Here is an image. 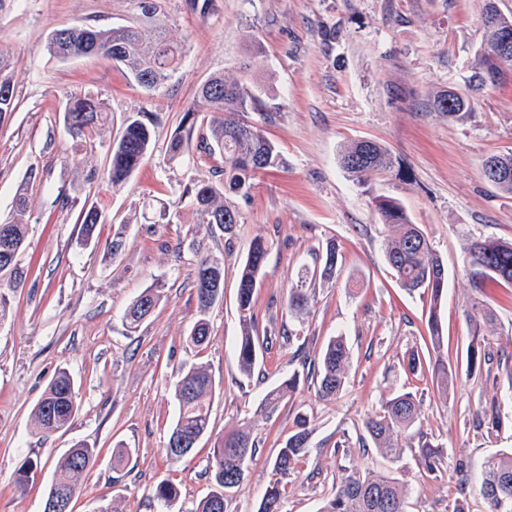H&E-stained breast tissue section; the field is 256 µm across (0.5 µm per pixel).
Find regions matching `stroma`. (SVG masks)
<instances>
[{
  "label": "stroma",
  "mask_w": 512,
  "mask_h": 512,
  "mask_svg": "<svg viewBox=\"0 0 512 512\" xmlns=\"http://www.w3.org/2000/svg\"><path fill=\"white\" fill-rule=\"evenodd\" d=\"M157 2L160 11L149 18L142 0H0V54L13 65L18 102L0 118V223L12 219L19 187L29 201L28 235L17 258L22 280L0 288L11 306L0 323V512H42L58 459L78 442L98 455L71 512H94L102 503L114 512H195L214 489L215 440L240 427L258 448L228 512H257L275 478L272 459L300 411L309 418L308 448L282 481L283 512H318L344 467L398 478L407 487L408 512H448L462 482L467 512H485L476 481L488 456L512 449V383L502 371L466 376L465 311L475 301L490 307L488 340L512 351V286L473 288L464 250L472 237L512 242V194L482 174L488 156L512 153V81L482 85L475 76L484 0H215L206 15L185 0ZM73 24L164 26L182 47V61L162 88L146 92L110 60L53 59L49 33ZM251 53L260 62L253 78L265 84L267 109L275 114L263 130L286 164L260 176L249 199L228 197L239 222L226 234L196 223L180 200L181 184L209 177L220 155L193 148L172 167L166 146L196 88L218 73L237 76ZM449 87L471 100L465 121H448L430 106ZM75 93L95 95L107 109L88 144L64 130V108ZM139 112L158 117L152 150L115 190L102 173L126 118ZM355 140L384 145L398 169L352 181L338 153ZM33 168L41 178L30 184ZM379 197L398 202L423 228L448 272L447 293L434 311L442 349L459 371L448 395L438 393L432 370L404 369L408 350L427 337L433 311L428 300L400 288L385 260L392 229L377 215ZM89 206L104 221L85 245L78 216ZM122 223L125 248L113 259L107 245ZM258 234L269 256L254 295L256 330L274 343L247 378L236 364V291ZM331 239L342 247L339 276L317 285L303 314L289 313L290 288ZM200 251L224 262V299L208 313L212 339L203 349L187 339L198 311ZM153 285L163 289L160 303L137 331H128L126 308ZM284 329L291 342L279 341ZM338 335L350 347L351 366L336 398L321 399L313 383L303 382L274 413L261 411L270 388ZM199 364L215 386L210 430L173 461L167 446L178 410L174 384ZM62 369L76 383L80 409L66 432L46 439L32 410ZM404 391L421 398L422 412L420 424L402 435V458L361 453L357 437L365 421ZM491 401L499 403L504 426L493 433L473 429V412ZM424 435L447 450L441 478L424 474L414 457ZM341 444L346 452H338ZM119 448L131 455L117 470L112 459ZM460 457L468 462L462 474L455 470ZM28 458L41 468L21 486L15 474ZM164 479L180 490L165 511L153 497Z\"/></svg>",
  "instance_id": "35a3bbf8"
}]
</instances>
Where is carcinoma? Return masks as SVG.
I'll return each instance as SVG.
<instances>
[{"label": "carcinoma", "mask_w": 512, "mask_h": 512, "mask_svg": "<svg viewBox=\"0 0 512 512\" xmlns=\"http://www.w3.org/2000/svg\"><path fill=\"white\" fill-rule=\"evenodd\" d=\"M75 32L61 38L48 36L47 51L59 61L81 57H102L128 70L133 79L145 91H154L177 70L183 50L168 40L164 31L157 28L146 31L134 25L108 29L86 25L74 26ZM6 61L0 55V116L16 109L12 79L4 73ZM8 95H3V91ZM267 90L261 85L248 83L240 78L230 79L215 75L202 83L192 105L187 107L173 132L168 146V161L177 163L197 139L200 148L224 157V164L212 170L208 180H190L183 184L181 196L189 200L198 224L210 230L217 228L229 233L239 223L237 210L226 204V196L232 194L243 200L251 196L256 177L283 166V158L273 141L268 139L256 122L246 119L226 120V112H257L266 123L274 115L266 111L264 97ZM432 108L450 121L460 122L471 113L470 101L453 90H443L433 96ZM102 103L89 94H72L67 99L64 125L73 138H90L105 120ZM209 112L212 117L199 119L200 113ZM155 115L139 112L126 119L120 137L112 145L109 164L104 180L114 189L127 183L146 159L152 144L151 127ZM508 174L490 181L503 192L512 193V154L494 156ZM339 161L343 170L358 183L368 174L389 171L394 159L384 147L372 141H355L341 147ZM15 217L0 224L11 233L13 239L25 244L27 237L28 197L25 189L17 191L14 199ZM376 208L381 220L394 227V235L388 240L385 257L395 271L401 288L410 294L429 296L432 311L427 321L429 341L411 350L407 357V369L415 374L426 366H432L437 378V388L443 392L453 383V369L440 354L441 327L434 308L440 302L447 283V270L434 251L425 232L408 219L404 209L392 200H380ZM81 237L88 243L94 237L101 214L95 208L81 212ZM465 269L474 287L482 288L488 282L512 286V243L491 238L477 237L465 248ZM268 246L264 238L255 236L242 264L237 287L239 336L235 343L237 365L241 375L251 376L258 362L261 344L255 335L253 298L259 287ZM339 245L327 242L325 250L314 268L304 270L298 283L288 296V310L300 314L307 309L309 288L333 280L338 275ZM212 272L224 277L223 263L209 254H201L196 263L195 290L199 317L192 324L188 339L202 347L208 343L211 331L206 313L224 299V288H205L202 278ZM161 299V288L144 289L129 305L125 319L129 328L135 329L155 309ZM494 315L485 305L474 303L466 310L470 343L466 367L470 375L489 370L496 363L506 371L512 381V352H493L488 347L487 326ZM350 366V349L344 337H332L317 357L310 360L304 374L297 372L270 389L262 400V409L274 410L286 396L294 393L300 381H313L316 392L323 399L333 398L343 389ZM175 398L178 415L169 438L167 452L175 460L188 454L194 444L207 434L210 406L214 394V381L203 367L190 368L176 382ZM79 411L75 384L70 375L60 371L52 379L33 409L34 422L43 437L50 438L60 428L68 429ZM421 403L411 392L398 393L387 399L381 411L364 423L365 433L359 437V447L367 450L366 440L383 456L393 460L404 452L398 437L420 421ZM478 428L489 432L501 429L503 419L496 403L481 406L472 415ZM308 419L302 413L295 416V431L278 449L272 467L283 477L287 476L304 456L309 439ZM182 440L186 447H173ZM256 453V444L245 430H237L218 439L213 448L211 478L216 490L201 500L196 512H227L229 493L244 479L248 462ZM96 449L85 443L74 445L59 460V478L54 481L58 491L73 500L80 491L87 471L96 460ZM415 456L421 469L435 477L444 471L446 449L431 440L419 441ZM479 493L488 512H512V452L490 455L483 465ZM156 500L169 507L179 496L178 487L169 481L159 482L153 491ZM283 491L280 481L271 483L258 506L257 512H282ZM319 512H407L405 487L387 473L345 469L338 476L336 490L327 497Z\"/></svg>", "instance_id": "cac0c4a2"}]
</instances>
